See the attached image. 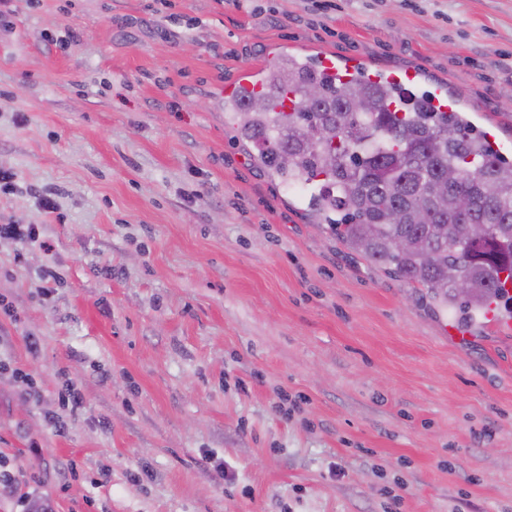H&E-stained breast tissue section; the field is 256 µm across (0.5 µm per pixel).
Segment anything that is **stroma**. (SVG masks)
Masks as SVG:
<instances>
[{"mask_svg": "<svg viewBox=\"0 0 512 512\" xmlns=\"http://www.w3.org/2000/svg\"><path fill=\"white\" fill-rule=\"evenodd\" d=\"M320 53L442 80L512 162V0H9L0 512H512V326L450 334L224 109Z\"/></svg>", "mask_w": 512, "mask_h": 512, "instance_id": "1", "label": "stroma"}]
</instances>
